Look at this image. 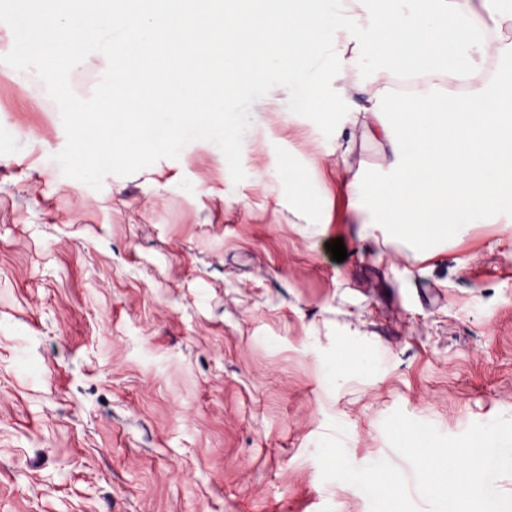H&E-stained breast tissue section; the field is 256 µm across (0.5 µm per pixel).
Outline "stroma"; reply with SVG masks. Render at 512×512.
Here are the masks:
<instances>
[{"instance_id":"stroma-1","label":"stroma","mask_w":512,"mask_h":512,"mask_svg":"<svg viewBox=\"0 0 512 512\" xmlns=\"http://www.w3.org/2000/svg\"><path fill=\"white\" fill-rule=\"evenodd\" d=\"M14 8L0 0V512H370L321 478L330 422L354 465L405 471L395 410L447 436L512 418V213L363 239L336 172L348 106L297 111L279 67L224 105L242 162L223 127L164 115L157 151L95 156L74 116L98 108L121 31L54 67L21 48ZM349 162L368 191L387 173L367 139ZM286 165L332 223L258 182Z\"/></svg>"}]
</instances>
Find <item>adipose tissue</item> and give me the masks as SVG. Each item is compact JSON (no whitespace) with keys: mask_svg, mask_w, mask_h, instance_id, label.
Wrapping results in <instances>:
<instances>
[{"mask_svg":"<svg viewBox=\"0 0 512 512\" xmlns=\"http://www.w3.org/2000/svg\"><path fill=\"white\" fill-rule=\"evenodd\" d=\"M101 11L123 31L112 55L129 66L112 72L108 97L79 122L109 154L154 151L157 140L141 134L154 113L213 116L245 83L261 81L269 64L299 75L331 60L334 86L310 85L303 109L350 102L337 133L341 157L369 136L392 174L369 202L357 174L342 173L364 237L386 225L421 241L512 210V83L488 71L496 51L490 34L512 20V0H99L93 11H61L44 0L21 43L70 63L73 32ZM365 27L373 34L363 39ZM367 59L376 63L368 74ZM460 75L466 91L448 94ZM403 78L412 94L399 91Z\"/></svg>","mask_w":512,"mask_h":512,"instance_id":"1","label":"adipose tissue"}]
</instances>
